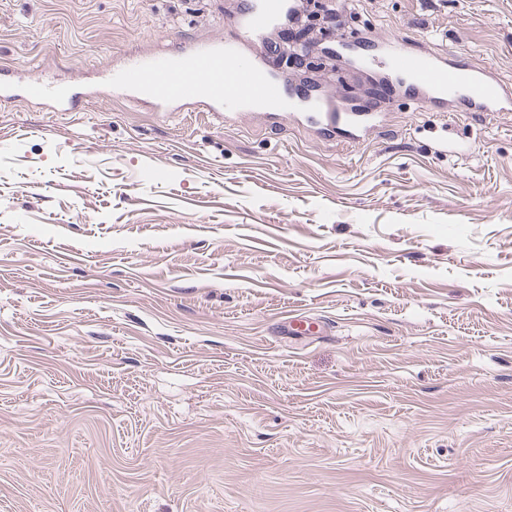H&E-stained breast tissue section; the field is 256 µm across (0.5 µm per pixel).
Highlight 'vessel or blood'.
I'll list each match as a JSON object with an SVG mask.
<instances>
[{
  "instance_id": "b4317fda",
  "label": "vessel or blood",
  "mask_w": 512,
  "mask_h": 512,
  "mask_svg": "<svg viewBox=\"0 0 512 512\" xmlns=\"http://www.w3.org/2000/svg\"><path fill=\"white\" fill-rule=\"evenodd\" d=\"M285 6V0H242L241 22L250 31H266ZM247 50L243 43L226 47L200 41L133 55L121 68L105 70L104 77L113 92L130 101L151 102L161 112L199 107L223 121L240 111L272 106L280 115L324 134L346 131L357 138L376 125L375 107L361 109L324 90L286 91L266 67L247 59ZM356 59L382 70L385 80L397 81L399 95L428 103L431 111L512 112V90L486 70L447 63L427 50L407 49L397 38L386 39L378 49H360ZM18 94L29 101H50L57 112L75 111L84 97L75 86H52L33 73L18 87L0 81L1 101Z\"/></svg>"
}]
</instances>
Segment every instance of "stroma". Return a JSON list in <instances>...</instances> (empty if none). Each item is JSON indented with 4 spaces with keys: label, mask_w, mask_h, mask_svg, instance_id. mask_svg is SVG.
I'll use <instances>...</instances> for the list:
<instances>
[{
    "label": "stroma",
    "mask_w": 512,
    "mask_h": 512,
    "mask_svg": "<svg viewBox=\"0 0 512 512\" xmlns=\"http://www.w3.org/2000/svg\"><path fill=\"white\" fill-rule=\"evenodd\" d=\"M239 0H0V512H512V112L381 132L157 112L101 76L236 37ZM512 86V0H360ZM285 84L375 104L314 48ZM318 334L284 335L286 316ZM22 97L28 101H45L52 103L55 112H74L78 102L89 96L75 86L60 84L51 86L38 74L30 73L22 83Z\"/></svg>",
    "instance_id": "35a3bbf8"
}]
</instances>
